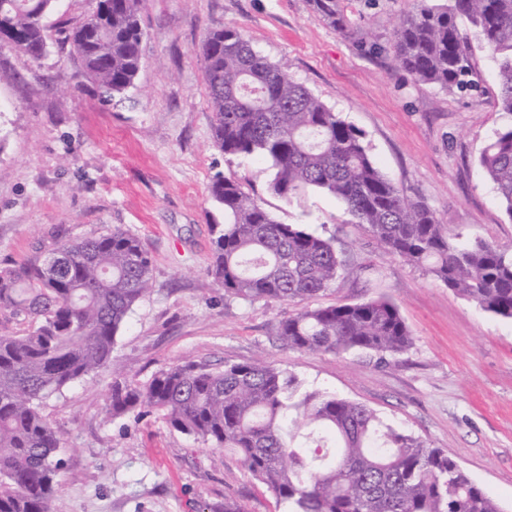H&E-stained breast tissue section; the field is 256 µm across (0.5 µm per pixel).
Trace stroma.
Returning a JSON list of instances; mask_svg holds the SVG:
<instances>
[{"mask_svg": "<svg viewBox=\"0 0 512 512\" xmlns=\"http://www.w3.org/2000/svg\"><path fill=\"white\" fill-rule=\"evenodd\" d=\"M354 35L309 0H143L141 69L105 99L67 51L40 60L0 51V268L42 258L61 238L119 226L152 259V291L116 335L115 368L44 398L63 439L68 481L52 512H287L242 465L170 428L159 414L112 416L113 383H147L195 362L220 369L265 360L306 387L364 404L440 449L512 512V320L487 313L428 270L384 249L343 202L316 189L269 192V161L214 145L201 47L238 28L252 46L363 131L368 153L411 200L427 204L453 241L512 245V218L477 164L512 116L499 112L497 64L470 36L471 90L414 81L389 42L415 0H341ZM277 221L333 239L346 270L312 308L386 299L413 344L375 356L305 353L278 336L294 305L225 295L208 273L224 212L216 173Z\"/></svg>", "mask_w": 512, "mask_h": 512, "instance_id": "obj_1", "label": "stroma"}]
</instances>
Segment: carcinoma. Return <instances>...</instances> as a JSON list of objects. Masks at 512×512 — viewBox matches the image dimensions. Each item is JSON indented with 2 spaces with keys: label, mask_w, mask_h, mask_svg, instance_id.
<instances>
[{
  "label": "carcinoma",
  "mask_w": 512,
  "mask_h": 512,
  "mask_svg": "<svg viewBox=\"0 0 512 512\" xmlns=\"http://www.w3.org/2000/svg\"><path fill=\"white\" fill-rule=\"evenodd\" d=\"M310 2L331 26L351 32L339 0ZM140 5L99 0L71 26L47 23L55 0H0V49L37 61L51 45L67 44L86 78L119 95L141 66ZM460 17L497 59L498 105L512 116V0H418L393 30L395 57L415 81L463 91L471 65ZM202 55L214 143L224 154L265 157L274 170L268 190L279 197L307 188L335 196L386 250L512 320V245L457 246L427 204L384 176L360 129L238 29L209 32ZM478 164L512 219V124ZM209 193L224 211L209 273L227 294L296 305L279 327L286 346L382 360L410 348L411 333L387 300L301 306L343 269L331 240L276 221L231 178L215 176ZM151 280L149 252L120 227L61 239L41 261L0 268V312L28 324L0 327V512H51L65 477L62 439L39 401L111 363L116 335ZM110 410L156 412L187 436L235 451L288 512H503L440 450L363 404L305 389L264 360L222 370L172 364L144 386L115 384Z\"/></svg>",
  "instance_id": "1"
}]
</instances>
